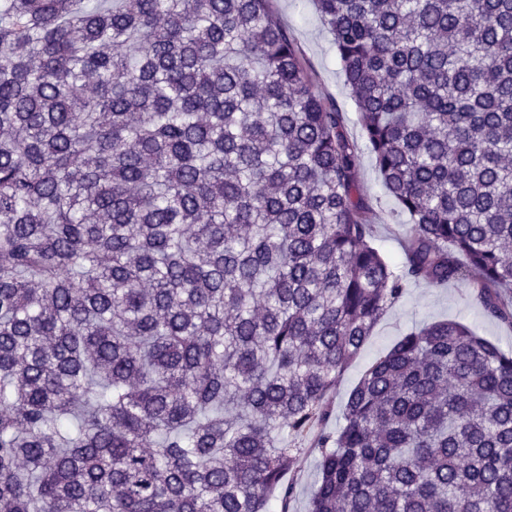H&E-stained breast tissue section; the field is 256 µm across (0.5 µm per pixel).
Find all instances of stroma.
<instances>
[{
    "label": "stroma",
    "instance_id": "35a3bbf8",
    "mask_svg": "<svg viewBox=\"0 0 512 512\" xmlns=\"http://www.w3.org/2000/svg\"><path fill=\"white\" fill-rule=\"evenodd\" d=\"M270 9L291 33L318 92L336 99L343 106L348 116V134L361 146L358 181L373 208L376 243L384 254L397 256L403 217L394 200L385 192L374 158L364 147V133L336 62L330 33L322 24L313 0H271ZM447 319L461 320L471 325L478 336L503 350H512V326L486 318L475 302L474 288L455 283L442 286L424 281L409 283L404 296L386 310L358 355L337 378L329 399L331 415L325 422L326 428L333 430L339 426L353 388L398 338L412 328ZM319 456L318 449H309L287 472L286 480L293 483L296 490L289 505L290 512H304L305 502L317 480Z\"/></svg>",
    "mask_w": 512,
    "mask_h": 512
}]
</instances>
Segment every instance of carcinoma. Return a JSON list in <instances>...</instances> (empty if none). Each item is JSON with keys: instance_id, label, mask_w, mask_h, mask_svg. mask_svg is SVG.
I'll return each instance as SVG.
<instances>
[{"instance_id": "obj_1", "label": "carcinoma", "mask_w": 512, "mask_h": 512, "mask_svg": "<svg viewBox=\"0 0 512 512\" xmlns=\"http://www.w3.org/2000/svg\"><path fill=\"white\" fill-rule=\"evenodd\" d=\"M388 193L270 0H0V512H512V351L329 394L411 280L512 324V0H313ZM319 456L320 453L317 448H310L287 472L285 480L293 483L296 490L295 497L289 505L290 512H304L305 502L317 480Z\"/></svg>"}]
</instances>
